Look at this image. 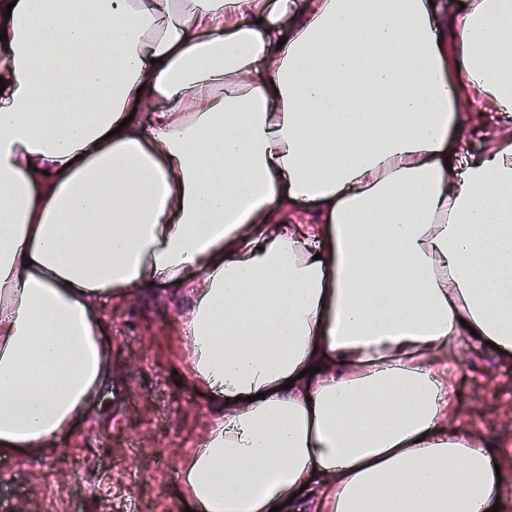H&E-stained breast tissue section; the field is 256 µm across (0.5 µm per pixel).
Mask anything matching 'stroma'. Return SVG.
I'll return each mask as SVG.
<instances>
[{
	"mask_svg": "<svg viewBox=\"0 0 512 512\" xmlns=\"http://www.w3.org/2000/svg\"><path fill=\"white\" fill-rule=\"evenodd\" d=\"M183 293L158 285L99 306L112 381L57 448L0 455V512H184L182 459L215 410L188 377ZM459 426L499 443L501 512H512V354L459 349Z\"/></svg>",
	"mask_w": 512,
	"mask_h": 512,
	"instance_id": "35a3bbf8",
	"label": "stroma"
}]
</instances>
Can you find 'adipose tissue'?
Masks as SVG:
<instances>
[{
  "label": "adipose tissue",
  "instance_id": "ef3b65f1",
  "mask_svg": "<svg viewBox=\"0 0 512 512\" xmlns=\"http://www.w3.org/2000/svg\"><path fill=\"white\" fill-rule=\"evenodd\" d=\"M0 0V454L112 375L95 307L195 271V512H489L461 337L512 352V0ZM292 221H284L285 212Z\"/></svg>",
  "mask_w": 512,
  "mask_h": 512
}]
</instances>
